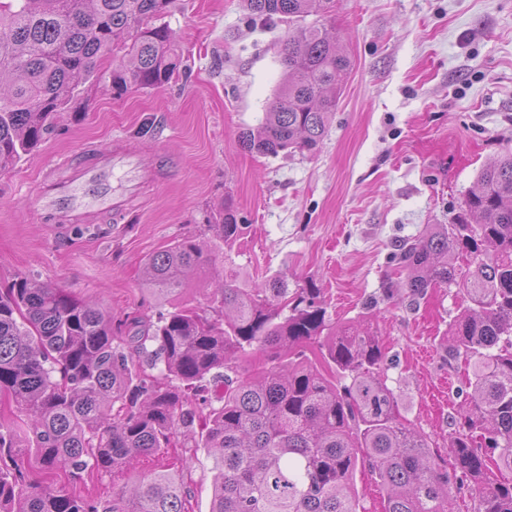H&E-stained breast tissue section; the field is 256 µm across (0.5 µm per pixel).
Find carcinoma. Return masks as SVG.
Here are the masks:
<instances>
[{"mask_svg": "<svg viewBox=\"0 0 512 512\" xmlns=\"http://www.w3.org/2000/svg\"><path fill=\"white\" fill-rule=\"evenodd\" d=\"M171 0H0V171L54 130L71 94L103 78L121 94L155 89L181 66L167 25ZM335 0H245L250 15L297 22ZM284 78L263 121L243 133L249 151L311 153L323 141L349 59L324 26L298 25L283 43ZM454 224L400 243L407 297L455 286L469 301L449 323L448 360L471 366L453 420L454 472L431 438L402 416L388 386L380 339L360 323L338 326L321 289L258 287L224 271L212 313L180 296L211 252L184 237L146 260L143 286L156 320L112 316L26 275L0 289V512H189L182 458L134 479L112 503L66 489L168 453L191 436L213 458L209 512H360L353 482L368 464L386 491L384 512H453L464 488L471 512H512V152L484 168ZM217 239L229 248L245 225L224 198ZM459 255L467 269L455 265ZM271 367L238 378L254 351ZM333 369L324 376L312 363ZM221 386V405L195 426L196 407ZM35 452L42 476L26 456Z\"/></svg>", "mask_w": 512, "mask_h": 512, "instance_id": "obj_1", "label": "carcinoma"}]
</instances>
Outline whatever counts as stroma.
Returning a JSON list of instances; mask_svg holds the SVG:
<instances>
[{
	"instance_id": "1",
	"label": "stroma",
	"mask_w": 512,
	"mask_h": 512,
	"mask_svg": "<svg viewBox=\"0 0 512 512\" xmlns=\"http://www.w3.org/2000/svg\"><path fill=\"white\" fill-rule=\"evenodd\" d=\"M164 21L183 56L166 86L82 87L52 134L0 172V286L31 275L115 318H155L145 261L175 240L210 239L208 217L232 199L247 228L191 276L185 300L209 309L229 259L251 285L314 282L333 321L372 324L402 416L446 465L465 364L449 361L443 338L465 299L432 288L413 304L385 289L396 244L451 223L480 170L512 151V0H338L307 16L332 27L350 67L326 137L304 156L241 142L283 77L288 22L251 18L243 0H172ZM111 143L140 150L145 168L162 157L172 168L112 221L39 219L44 173ZM183 455L192 512H209L212 460L203 448Z\"/></svg>"
}]
</instances>
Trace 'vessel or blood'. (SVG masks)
<instances>
[{
	"label": "vessel or blood",
	"instance_id": "vessel-or-blood-1",
	"mask_svg": "<svg viewBox=\"0 0 512 512\" xmlns=\"http://www.w3.org/2000/svg\"><path fill=\"white\" fill-rule=\"evenodd\" d=\"M118 173L125 179L119 192L112 187ZM147 176L137 153L93 148L63 161L60 173L48 176V189L39 197L37 211L61 228L117 214L133 196L137 181Z\"/></svg>",
	"mask_w": 512,
	"mask_h": 512
}]
</instances>
